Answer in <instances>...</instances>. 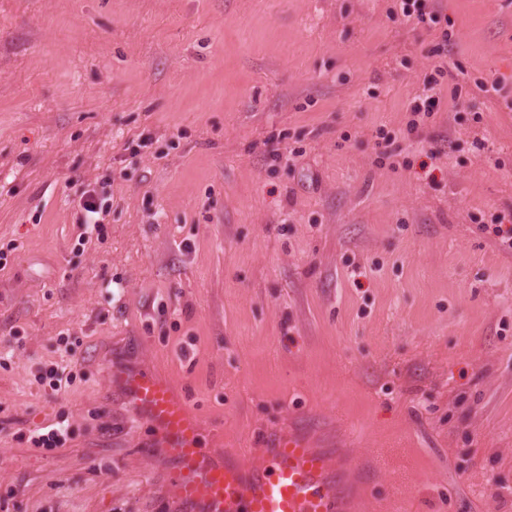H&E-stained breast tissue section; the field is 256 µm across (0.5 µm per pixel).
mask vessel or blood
I'll use <instances>...</instances> for the list:
<instances>
[{
    "label": "vessel or blood",
    "mask_w": 512,
    "mask_h": 512,
    "mask_svg": "<svg viewBox=\"0 0 512 512\" xmlns=\"http://www.w3.org/2000/svg\"><path fill=\"white\" fill-rule=\"evenodd\" d=\"M108 392L150 430L151 452L173 465L172 491L186 512H350L352 483L328 448L304 433L272 438L258 461L207 447L204 429L187 399L134 357L106 361Z\"/></svg>",
    "instance_id": "obj_1"
}]
</instances>
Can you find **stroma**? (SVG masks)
<instances>
[{
	"label": "stroma",
	"mask_w": 512,
	"mask_h": 512,
	"mask_svg": "<svg viewBox=\"0 0 512 512\" xmlns=\"http://www.w3.org/2000/svg\"><path fill=\"white\" fill-rule=\"evenodd\" d=\"M394 6L0 0V512H184L102 407L130 340L224 448L318 420L381 468L362 512H512V250L484 229L512 212V0ZM434 69L436 76L443 77L445 69H448V59L446 63L441 60L438 65H434ZM436 76H433L431 80L424 83L421 93L416 96L415 104L411 108V113L414 116L423 113L425 116L430 117L437 108L440 82ZM78 208V224L80 228H85V231L79 235L78 240L80 241L81 239V241H83L89 228H91V231L94 229L98 233L101 231L102 226L96 215L99 216L101 213L102 199L94 189L85 191L80 198ZM68 364L62 365L58 363L51 364L47 370L45 375L41 377L42 384H46L49 386L51 391L58 392L62 389V386L71 385L73 380L76 379V375L72 370L67 372ZM66 422L67 419L59 416L55 423L31 432L28 439L35 448L51 450L63 447L69 435Z\"/></svg>",
	"instance_id": "35a3bbf8"
}]
</instances>
